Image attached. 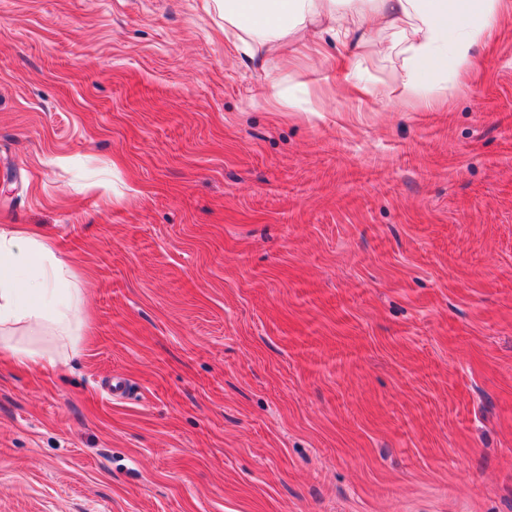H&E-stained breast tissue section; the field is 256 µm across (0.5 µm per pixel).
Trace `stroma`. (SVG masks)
Segmentation results:
<instances>
[{"label":"stroma","mask_w":512,"mask_h":512,"mask_svg":"<svg viewBox=\"0 0 512 512\" xmlns=\"http://www.w3.org/2000/svg\"><path fill=\"white\" fill-rule=\"evenodd\" d=\"M341 50L0 0V225L91 271L78 354L0 363V512H512V11L432 106ZM266 89L269 97L280 102L281 106L288 110V112L314 111V109L309 107L313 91L305 84L296 85L293 87V90L288 91V95H286L284 91L281 90L277 80L269 79Z\"/></svg>","instance_id":"35a3bbf8"}]
</instances>
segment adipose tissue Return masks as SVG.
Wrapping results in <instances>:
<instances>
[{
	"mask_svg": "<svg viewBox=\"0 0 512 512\" xmlns=\"http://www.w3.org/2000/svg\"><path fill=\"white\" fill-rule=\"evenodd\" d=\"M502 0H224V33L250 57L297 42L309 51L321 32L337 37L351 93L389 100L434 101L448 93V73L468 70L475 50L497 25ZM400 49L399 74L372 78V59ZM82 289L53 241L31 228L0 225V351L16 365L47 369L79 352ZM48 330V351L17 339L19 330Z\"/></svg>",
	"mask_w": 512,
	"mask_h": 512,
	"instance_id": "obj_1",
	"label": "adipose tissue"
}]
</instances>
